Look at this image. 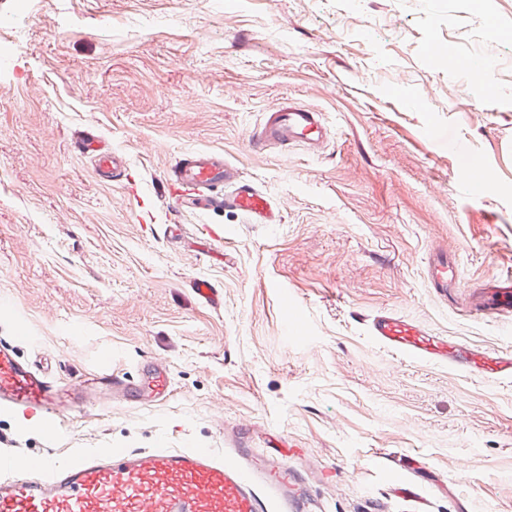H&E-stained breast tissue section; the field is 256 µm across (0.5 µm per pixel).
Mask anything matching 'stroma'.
Listing matches in <instances>:
<instances>
[{
  "mask_svg": "<svg viewBox=\"0 0 512 512\" xmlns=\"http://www.w3.org/2000/svg\"><path fill=\"white\" fill-rule=\"evenodd\" d=\"M288 100L322 112L324 146L250 145ZM83 130L127 178L97 177ZM196 149L282 199L281 223L172 212L166 175ZM447 247L460 282L443 295L426 267ZM509 274L512 0H0V302L18 312L0 343L63 382L151 357L172 376L159 405L90 407L58 431L0 414L17 453L237 432L286 452L329 512H512V383L396 358L366 330L394 311L512 351V313L475 308Z\"/></svg>",
  "mask_w": 512,
  "mask_h": 512,
  "instance_id": "stroma-1",
  "label": "stroma"
}]
</instances>
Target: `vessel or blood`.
<instances>
[{"label":"vessel or blood","instance_id":"vessel-or-blood-1","mask_svg":"<svg viewBox=\"0 0 512 512\" xmlns=\"http://www.w3.org/2000/svg\"><path fill=\"white\" fill-rule=\"evenodd\" d=\"M329 132L322 113L285 103L263 116L249 140L280 148L324 145ZM100 176L114 178L126 169L122 154L92 135L80 138ZM172 211L205 212L233 208L258 224L277 223L276 200L254 183L243 181L222 154H185L167 178ZM428 279L447 290L456 267L431 261ZM486 309H512V277L490 287ZM368 334L387 351L412 362L446 365L489 381L512 382V352L473 348L433 335L422 324L394 312L374 316ZM119 402L157 404L171 394L168 366L144 362L138 378L100 367L91 377L64 385L20 360L0 345V413L22 420L40 419L57 429L66 411L82 405L89 393ZM213 448H109L69 464L55 457L0 453V512H323L302 471L289 467L279 453L246 447L237 436Z\"/></svg>","mask_w":512,"mask_h":512}]
</instances>
